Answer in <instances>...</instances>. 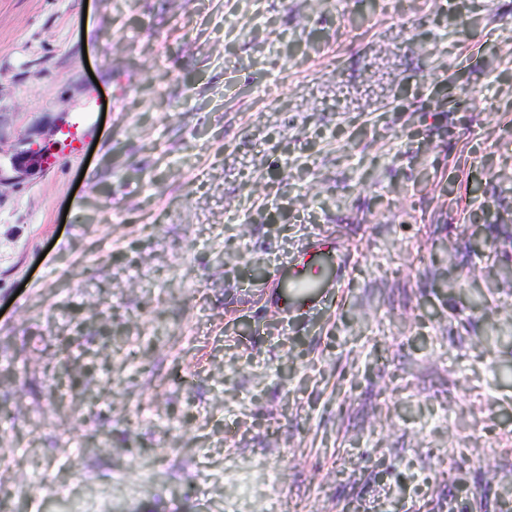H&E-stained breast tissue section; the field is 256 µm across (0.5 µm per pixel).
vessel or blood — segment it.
Instances as JSON below:
<instances>
[{
    "label": "vessel or blood",
    "instance_id": "b4317fda",
    "mask_svg": "<svg viewBox=\"0 0 512 512\" xmlns=\"http://www.w3.org/2000/svg\"><path fill=\"white\" fill-rule=\"evenodd\" d=\"M285 275L276 282L271 306L281 316L318 309L325 297L338 288L343 277L341 247L338 241L314 234L288 256Z\"/></svg>",
    "mask_w": 512,
    "mask_h": 512
}]
</instances>
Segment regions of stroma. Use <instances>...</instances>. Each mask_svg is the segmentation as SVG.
I'll return each mask as SVG.
<instances>
[{
  "label": "stroma",
  "instance_id": "stroma-1",
  "mask_svg": "<svg viewBox=\"0 0 512 512\" xmlns=\"http://www.w3.org/2000/svg\"><path fill=\"white\" fill-rule=\"evenodd\" d=\"M399 11L0 0V157L93 130L0 188V512H506L512 0ZM281 264L288 272L277 279L271 308L286 322L293 313L318 309L343 278L340 244L318 234L306 238Z\"/></svg>",
  "mask_w": 512,
  "mask_h": 512
}]
</instances>
